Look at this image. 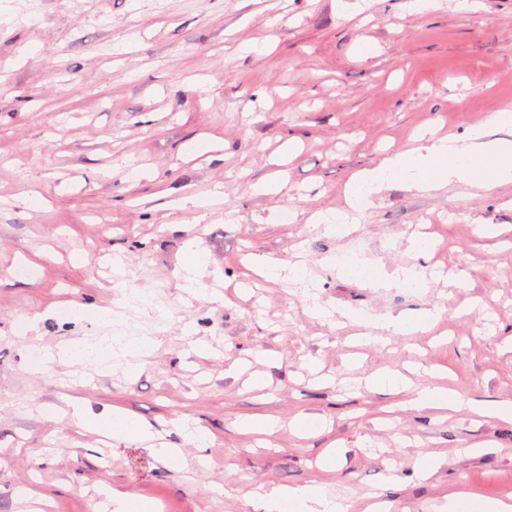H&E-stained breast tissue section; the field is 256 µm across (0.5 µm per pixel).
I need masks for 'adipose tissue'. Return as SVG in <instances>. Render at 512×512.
Masks as SVG:
<instances>
[{"instance_id":"1","label":"adipose tissue","mask_w":512,"mask_h":512,"mask_svg":"<svg viewBox=\"0 0 512 512\" xmlns=\"http://www.w3.org/2000/svg\"><path fill=\"white\" fill-rule=\"evenodd\" d=\"M454 181L487 190L512 183V117L507 112L491 113L485 121L472 126L465 137L432 134L416 148L385 156L374 168L353 176L349 194L354 197L364 190L374 194L395 183L425 193ZM366 387L400 397L404 409H466L482 417L512 420V401L482 404L439 385L415 387L395 369L371 375ZM72 421L80 427L94 426L97 432L115 440L152 436L147 425L114 410L91 419L77 408ZM260 497L265 512H291L298 504L303 505L304 512H348L345 498L331 495L318 485L275 487L261 492Z\"/></svg>"}]
</instances>
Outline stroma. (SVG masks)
<instances>
[{"label":"stroma","instance_id":"obj_1","mask_svg":"<svg viewBox=\"0 0 512 512\" xmlns=\"http://www.w3.org/2000/svg\"><path fill=\"white\" fill-rule=\"evenodd\" d=\"M408 3L0 0V512H98L109 491L169 512H264L259 491L310 483L349 512L376 494L390 512H448L460 483L512 493V421L392 415L393 396L364 388L403 365L424 384L430 367L464 397L512 401V183L394 186L346 237L312 219L420 132L462 137L512 111V0ZM274 179L279 191H255ZM423 231L439 242L421 260ZM351 252L376 280L338 265ZM254 256L305 277L247 278ZM419 263L441 279L413 293L392 281ZM428 309L440 316L426 332L364 338ZM111 336L160 344L132 375L66 356ZM43 349L58 359L33 371ZM75 401L148 423L181 464L76 427ZM300 414L323 430L297 434ZM257 416L276 424L268 441L242 427ZM198 427L207 446L186 440ZM425 456L441 466L422 480ZM184 268L187 272V275L184 280L183 288H186L188 291H194L197 288V280L191 276L196 267L202 262V253L196 247L193 241H187L184 247Z\"/></svg>","mask_w":512,"mask_h":512}]
</instances>
